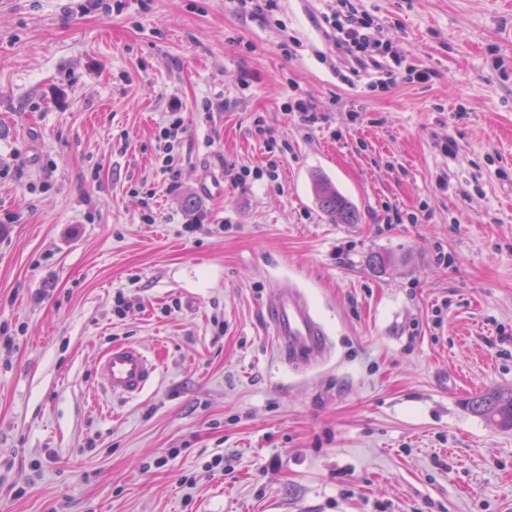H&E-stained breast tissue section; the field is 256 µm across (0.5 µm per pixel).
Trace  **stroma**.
I'll list each match as a JSON object with an SVG mask.
<instances>
[{"mask_svg": "<svg viewBox=\"0 0 512 512\" xmlns=\"http://www.w3.org/2000/svg\"><path fill=\"white\" fill-rule=\"evenodd\" d=\"M506 2L358 0L390 53L355 76L321 27L336 0L272 23L239 0H0V512H512V431L467 407L512 390ZM396 55L431 80L389 76ZM259 117L279 180L240 186ZM318 173L357 223L318 208ZM275 286L309 299L325 362L278 361ZM116 343L159 363L140 399L96 370ZM286 110L289 114L292 112L297 114L304 127L314 126L315 124H318L319 121H323L325 119L322 112L318 110V107L310 99H298L294 105L290 106V108L286 107ZM181 104L177 101L171 102L167 119L155 135L154 158L156 165L168 175V188L176 190L178 185V148L180 135L185 132V121L181 113Z\"/></svg>", "mask_w": 512, "mask_h": 512, "instance_id": "stroma-1", "label": "stroma"}]
</instances>
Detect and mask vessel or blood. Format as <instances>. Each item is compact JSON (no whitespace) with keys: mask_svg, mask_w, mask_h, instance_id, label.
Segmentation results:
<instances>
[{"mask_svg":"<svg viewBox=\"0 0 512 512\" xmlns=\"http://www.w3.org/2000/svg\"><path fill=\"white\" fill-rule=\"evenodd\" d=\"M268 315L281 361L312 367L328 357L330 343L303 292L294 289L271 294ZM97 368L108 390L128 399L140 396L158 375L157 363L132 343L112 345Z\"/></svg>","mask_w":512,"mask_h":512,"instance_id":"vessel-or-blood-1","label":"vessel or blood"}]
</instances>
